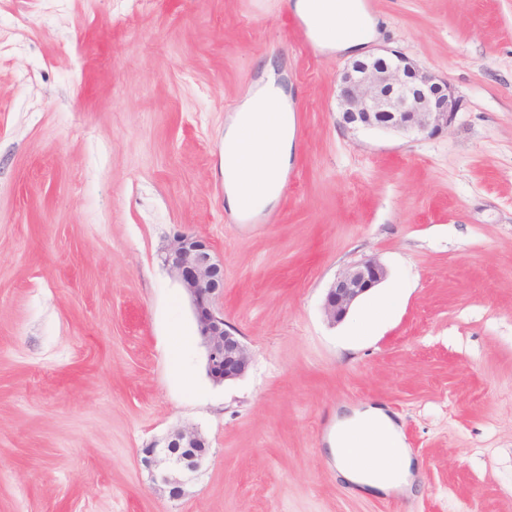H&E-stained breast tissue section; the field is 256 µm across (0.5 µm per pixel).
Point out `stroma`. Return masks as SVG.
<instances>
[{"label":"stroma","mask_w":512,"mask_h":512,"mask_svg":"<svg viewBox=\"0 0 512 512\" xmlns=\"http://www.w3.org/2000/svg\"><path fill=\"white\" fill-rule=\"evenodd\" d=\"M294 2L0 0V512H512V0H371L361 53L460 99L414 141L342 130L353 57L303 53ZM269 63L308 123L280 222L230 224L224 131ZM179 231L224 261L239 379L206 373ZM366 256L386 280L329 325ZM368 405L415 494L337 477L336 419ZM182 425L209 452L172 501L141 457ZM384 265L374 257L363 258L342 269L329 285L322 311L330 325L343 322L372 288L387 278Z\"/></svg>","instance_id":"obj_1"}]
</instances>
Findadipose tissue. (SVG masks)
Wrapping results in <instances>:
<instances>
[{
	"label": "adipose tissue",
	"mask_w": 512,
	"mask_h": 512,
	"mask_svg": "<svg viewBox=\"0 0 512 512\" xmlns=\"http://www.w3.org/2000/svg\"><path fill=\"white\" fill-rule=\"evenodd\" d=\"M294 8L318 35H335L340 51L359 47V30L373 24L360 0H296ZM290 148L283 92L270 81L244 101L224 135V183L231 209L245 202L258 210L277 195ZM330 445L344 481L382 493L409 486L411 457L382 408L372 406L337 420Z\"/></svg>",
	"instance_id": "adipose-tissue-1"
}]
</instances>
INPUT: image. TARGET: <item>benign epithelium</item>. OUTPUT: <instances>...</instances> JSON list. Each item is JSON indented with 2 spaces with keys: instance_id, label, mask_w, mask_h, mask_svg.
I'll list each match as a JSON object with an SVG mask.
<instances>
[{
  "instance_id": "benign-epithelium-1",
  "label": "benign epithelium",
  "mask_w": 512,
  "mask_h": 512,
  "mask_svg": "<svg viewBox=\"0 0 512 512\" xmlns=\"http://www.w3.org/2000/svg\"><path fill=\"white\" fill-rule=\"evenodd\" d=\"M336 89L340 124L352 132L432 137L448 128L459 111V99L447 81L393 49L353 61L340 74ZM165 262L190 299L208 377L221 384L244 376L251 353L218 305L224 292V264L210 243L179 233L168 247ZM386 278V268L374 257L346 266L327 289L322 305L327 322L333 326L343 322L362 296ZM204 445L206 439L197 428L182 426L163 446L143 449L152 484L173 500L184 497L205 459V453L198 451Z\"/></svg>"
}]
</instances>
